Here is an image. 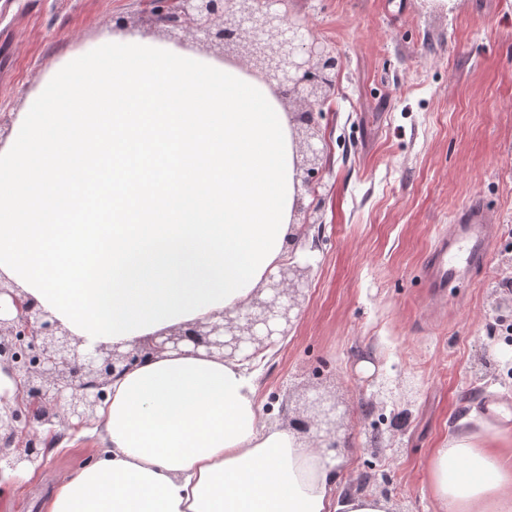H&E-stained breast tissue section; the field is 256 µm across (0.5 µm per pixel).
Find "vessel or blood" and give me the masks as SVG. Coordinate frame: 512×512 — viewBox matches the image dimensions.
Segmentation results:
<instances>
[{
	"label": "vessel or blood",
	"instance_id": "obj_1",
	"mask_svg": "<svg viewBox=\"0 0 512 512\" xmlns=\"http://www.w3.org/2000/svg\"><path fill=\"white\" fill-rule=\"evenodd\" d=\"M489 255V224L482 205L470 204L460 212L456 224L437 240L423 268L428 287L445 291L449 282L465 271L483 265Z\"/></svg>",
	"mask_w": 512,
	"mask_h": 512
}]
</instances>
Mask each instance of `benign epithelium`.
Listing matches in <instances>:
<instances>
[{
  "label": "benign epithelium",
  "instance_id": "1",
  "mask_svg": "<svg viewBox=\"0 0 512 512\" xmlns=\"http://www.w3.org/2000/svg\"><path fill=\"white\" fill-rule=\"evenodd\" d=\"M288 0H164L152 12L153 23L215 46H247V64L278 80L281 100L295 98L293 139L302 163L295 170L294 211L304 196L312 197L304 223H322L323 198L318 188L326 166L328 143L320 136L319 118L328 103L339 64L336 52L301 20L288 16ZM302 237L288 239L290 257L268 276L234 317L220 316L189 323L156 335L150 342L124 350L100 345L92 350L28 299L20 288L0 280V371L16 381L13 397L0 394V461L36 469L47 465L50 440L76 430L97 417L107 386L117 377L164 351L190 353L240 364L251 362L290 334L309 287L312 265L297 258ZM372 401L395 403L393 389L378 384ZM309 435L316 448L337 451L340 422L337 408L320 398L309 413L291 420Z\"/></svg>",
  "mask_w": 512,
  "mask_h": 512
}]
</instances>
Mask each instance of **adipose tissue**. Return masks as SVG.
Here are the masks:
<instances>
[{"instance_id": "obj_1", "label": "adipose tissue", "mask_w": 512, "mask_h": 512, "mask_svg": "<svg viewBox=\"0 0 512 512\" xmlns=\"http://www.w3.org/2000/svg\"><path fill=\"white\" fill-rule=\"evenodd\" d=\"M0 142V275L72 336L126 344L234 313L288 257L296 152L239 60L101 28ZM428 460L436 512H512V427ZM95 461L44 512H391L338 491L306 435L263 421L234 362L164 353L113 381Z\"/></svg>"}]
</instances>
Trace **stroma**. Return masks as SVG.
<instances>
[{
    "label": "stroma",
    "mask_w": 512,
    "mask_h": 512,
    "mask_svg": "<svg viewBox=\"0 0 512 512\" xmlns=\"http://www.w3.org/2000/svg\"><path fill=\"white\" fill-rule=\"evenodd\" d=\"M150 0H0V116L33 105L41 74L121 20L147 28ZM340 63L322 122L330 145L322 226L298 325L256 367L264 420L288 425L321 394L341 415L338 485L363 474L394 512H433L431 448L479 431L488 395L512 401V335L495 307L512 295V253L494 249L447 302L423 262L469 202L512 227V0H291ZM412 383L370 407L374 377ZM95 440L65 439L50 465L9 481L0 512H42L59 476L84 467Z\"/></svg>",
    "instance_id": "35a3bbf8"
}]
</instances>
